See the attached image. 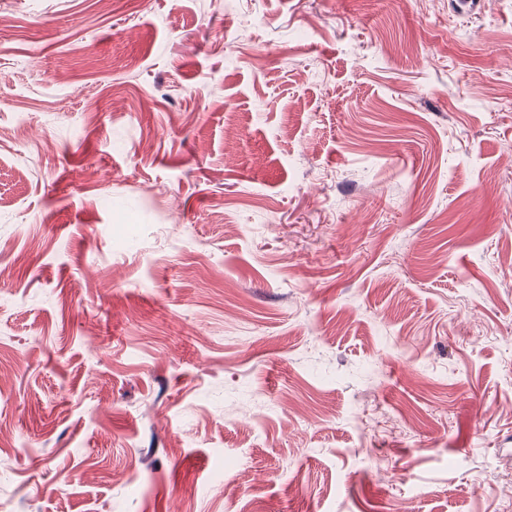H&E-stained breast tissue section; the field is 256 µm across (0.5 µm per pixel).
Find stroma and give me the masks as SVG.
Wrapping results in <instances>:
<instances>
[{
	"instance_id": "35a3bbf8",
	"label": "stroma",
	"mask_w": 512,
	"mask_h": 512,
	"mask_svg": "<svg viewBox=\"0 0 512 512\" xmlns=\"http://www.w3.org/2000/svg\"><path fill=\"white\" fill-rule=\"evenodd\" d=\"M0 15V512H512V0Z\"/></svg>"
}]
</instances>
